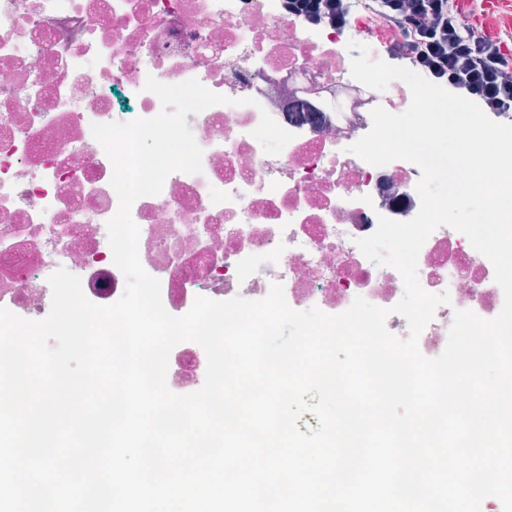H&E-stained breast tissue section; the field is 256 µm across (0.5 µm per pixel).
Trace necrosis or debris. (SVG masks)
<instances>
[{"label":"necrosis or debris","instance_id":"4bbe7bcc","mask_svg":"<svg viewBox=\"0 0 512 512\" xmlns=\"http://www.w3.org/2000/svg\"><path fill=\"white\" fill-rule=\"evenodd\" d=\"M287 3L0 0V307L41 319L48 279L62 268L93 303L121 297L107 233L119 201L91 126L159 114L147 77L195 78L227 98L187 117L203 171L171 173L160 194L131 208L140 262L166 310L184 315L199 296L259 300L278 282L297 311L339 314L364 297L407 337L393 311L404 294L399 272L369 261L355 241L379 217L417 214L421 172L405 160L374 167L346 148L370 131L374 107L403 112L411 92L396 80L378 95L352 78L347 44L363 41L362 27L309 25ZM265 113L293 135L276 156L252 135ZM418 278L450 294L419 337L422 354L443 352L454 310L491 319L502 309L492 262L451 227L423 244ZM206 367L201 346L176 345L170 390L197 391Z\"/></svg>","mask_w":512,"mask_h":512}]
</instances>
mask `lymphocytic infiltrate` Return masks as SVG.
Instances as JSON below:
<instances>
[{"instance_id":"lymphocytic-infiltrate-1","label":"lymphocytic infiltrate","mask_w":512,"mask_h":512,"mask_svg":"<svg viewBox=\"0 0 512 512\" xmlns=\"http://www.w3.org/2000/svg\"><path fill=\"white\" fill-rule=\"evenodd\" d=\"M388 49L426 72L436 84L476 102L486 112H512V58L500 38L462 23L454 0H379ZM292 17L350 23L348 0H288Z\"/></svg>"}]
</instances>
